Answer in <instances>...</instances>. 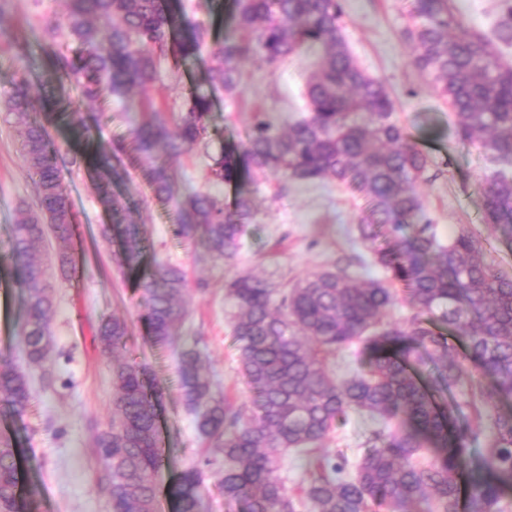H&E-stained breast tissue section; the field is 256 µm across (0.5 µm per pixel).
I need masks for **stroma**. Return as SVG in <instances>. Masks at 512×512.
Returning a JSON list of instances; mask_svg holds the SVG:
<instances>
[{
    "label": "stroma",
    "instance_id": "35a3bbf8",
    "mask_svg": "<svg viewBox=\"0 0 512 512\" xmlns=\"http://www.w3.org/2000/svg\"><path fill=\"white\" fill-rule=\"evenodd\" d=\"M67 3L0 0V362L18 367H25L18 345L24 307L11 278L9 243L19 208L32 201L35 189L22 156L21 126L7 113L6 104L25 77L33 85L34 115L81 111L75 94L51 85L43 69L40 27L46 19L63 16ZM455 3L469 27L488 35L505 18L503 0ZM343 7L345 37L357 62L385 84L398 118L431 158L419 192L439 233L445 236L464 225L479 226L489 259L512 274V249L483 220L480 148L457 139L447 105L410 63L403 39L405 0H343ZM205 67L204 56L198 55L188 59L177 78L166 80L162 95L170 112L180 111L190 88H205ZM310 70L307 58L291 59L273 71L246 66L241 95L231 103L221 99L215 103L207 152L242 141L255 114H266L282 126L297 118L300 91ZM63 185L75 216L76 272L57 280L50 321L54 363L26 367L34 390L32 407L16 421H0V431L24 451L25 482L36 490L35 512H110L98 482L92 438L112 422L116 359L145 364L162 393L161 484H168L208 450L177 386L175 353L150 345L140 319L142 292L109 260V246L99 231L112 217L99 200L94 172L80 170L65 178ZM123 198L129 218L145 237L144 270H152L158 262L175 264L191 281L205 283L204 291L191 295L181 333L199 338L205 373L235 406L248 402L249 392L236 361L231 306L224 298L227 282L251 272L280 288L334 265L346 267L358 279L379 274L375 268L362 270L355 261L366 251L357 230L360 200L331 183L291 181L281 191L262 185L257 222L249 226L239 257L229 262L174 237L171 207L152 199L140 174H133ZM112 315L129 327L127 348L116 358L102 353L94 338L99 319Z\"/></svg>",
    "mask_w": 512,
    "mask_h": 512
}]
</instances>
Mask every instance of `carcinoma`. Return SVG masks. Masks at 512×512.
Here are the masks:
<instances>
[{"label":"carcinoma","mask_w":512,"mask_h":512,"mask_svg":"<svg viewBox=\"0 0 512 512\" xmlns=\"http://www.w3.org/2000/svg\"><path fill=\"white\" fill-rule=\"evenodd\" d=\"M62 20L41 30L44 62L53 81L75 92L88 111L71 118L75 134L92 139L105 98L133 101L179 73L207 44L198 24L178 36L170 0H70ZM403 32L411 65L453 111L462 143L480 145L491 167L483 177L484 221L512 244V62L484 33L469 28L455 0H407ZM75 44L69 48V44ZM313 55L303 98L305 113L279 127L255 117L239 147L207 155L211 182L234 188L224 202L201 191L180 192L181 157L208 148L211 94L192 91L170 125L166 108L140 102L147 118L131 138L97 145L101 203L116 219L102 228L115 267L134 273L142 237L125 224L126 204L112 186L141 172L161 202L176 201L173 233L203 242L211 255L233 259L248 226L257 223L258 177L334 182L363 199L357 225L384 278L358 280L324 268L275 288L243 273L225 288L235 312L232 335L250 404L233 407L201 370L199 339L180 336L191 287L186 272L167 263L139 281L142 319L151 344L178 349L179 387L195 429L221 460L206 458L167 487L174 512H202L205 469L219 465L227 501L246 512H509L512 508V276L487 258L481 232L464 225L443 239L426 216L418 183L430 159L411 139L385 85L369 76L349 50L341 0H234L227 30L208 53L206 80L229 100L242 93L247 64L270 70ZM33 97L21 82L7 108L23 125L22 150L35 177V201L25 205L11 240L13 279L23 291L21 330L27 363L53 353V264L33 254L52 232L59 270L76 271L67 252L74 224L63 181L83 156L58 161L50 132L29 120ZM409 307L388 318L397 300ZM129 328L101 317L102 351L126 348ZM353 347L358 365L344 379L328 366ZM112 425L96 431L99 481L112 512H156L162 466L158 423L162 395L145 365L113 367ZM32 390L25 371L0 367V418L23 416ZM367 414L355 461L324 443L351 414ZM306 457L298 490L281 470L288 454ZM21 450L0 434V512L30 509L22 490Z\"/></svg>","instance_id":"1"}]
</instances>
